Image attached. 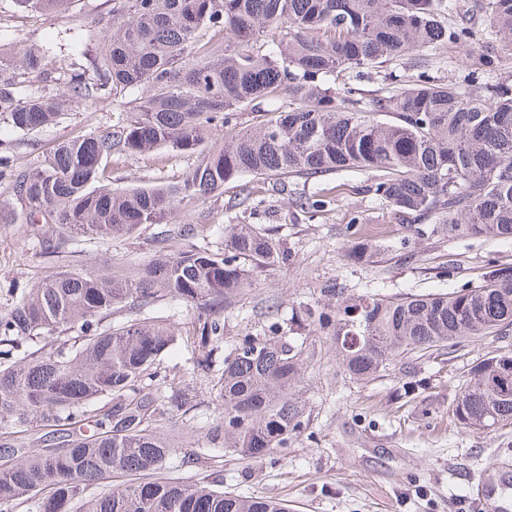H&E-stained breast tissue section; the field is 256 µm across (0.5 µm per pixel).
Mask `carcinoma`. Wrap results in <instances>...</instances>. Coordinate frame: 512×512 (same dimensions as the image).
Wrapping results in <instances>:
<instances>
[{
	"mask_svg": "<svg viewBox=\"0 0 512 512\" xmlns=\"http://www.w3.org/2000/svg\"><path fill=\"white\" fill-rule=\"evenodd\" d=\"M71 0H15L33 17ZM97 51L72 63L49 98L20 97L16 71L46 72L45 55L0 56V114L33 132L77 98L110 102L112 128L66 139L33 170L0 156V188L25 202L26 223L57 224L44 240L54 253L67 235L109 239L143 224H164L184 202L204 201L246 176L324 177L360 171L394 219L413 233L427 220L435 235L512 240V84L474 77L465 88L425 76L430 52L480 36L478 70L512 61V0H481L489 26L442 20L448 0H107ZM410 61L418 79L365 95L348 73ZM254 116L245 125L243 113ZM224 144L175 182L130 189L102 183L114 155L168 148L195 152L216 133ZM284 260L272 234L250 224L224 228V251L199 241L173 249L159 232L144 264L115 275L66 269L23 293L0 316V427L31 418L50 434L43 447H3L0 506L10 512H288L282 500L219 489L221 475L184 481L165 475L180 452L167 433L206 378L217 412L187 462L208 466L213 448L246 459L288 447L305 426L296 394L314 350L273 310L259 335L224 348V312L250 275ZM178 298L197 310L194 333L132 318L112 326V310L139 313ZM331 336L339 361L358 379L396 360L460 340L512 330V266L494 265L478 285L400 299L352 297L319 289L306 309ZM77 329L72 346L59 334ZM44 341L29 352L23 343ZM194 346L190 370L162 376L163 354ZM112 399V413L85 411ZM466 428L512 424V352L470 367L453 409ZM127 477L122 486L112 479Z\"/></svg>",
	"mask_w": 512,
	"mask_h": 512,
	"instance_id": "1",
	"label": "carcinoma"
}]
</instances>
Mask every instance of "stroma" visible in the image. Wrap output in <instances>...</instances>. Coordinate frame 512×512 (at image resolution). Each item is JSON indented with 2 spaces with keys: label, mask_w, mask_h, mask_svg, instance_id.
Returning <instances> with one entry per match:
<instances>
[{
  "label": "stroma",
  "mask_w": 512,
  "mask_h": 512,
  "mask_svg": "<svg viewBox=\"0 0 512 512\" xmlns=\"http://www.w3.org/2000/svg\"><path fill=\"white\" fill-rule=\"evenodd\" d=\"M106 11V0H72L65 12L32 18L18 12L13 0H0V55L10 58L38 48L49 67L60 66L77 49H94L95 24ZM482 52L479 44L448 45L434 56L428 74L442 83L466 84ZM115 117L111 103L76 100L54 125L33 133L8 131L0 120V145L25 171L61 140L105 130ZM198 159L195 153L163 148L116 157L106 167L105 182L123 189L173 181ZM367 184L363 173L341 172L289 180L287 192L279 194L270 182L254 179L248 207L236 208L239 184L233 181L221 194L182 206L169 217L164 228L173 232L205 225L206 241L215 251L224 248L225 225L271 229L288 255L277 270L254 274L250 288L225 312V344L259 333L268 305H277L281 319H294L326 284L354 296L401 298L470 288L486 267L512 264V242L498 238L426 233L409 238ZM299 196L326 205L310 220L294 205ZM160 228L145 225L104 241L76 235L61 252L47 254L42 240L54 236L50 225L35 233L24 224L0 223V314L22 291L58 270L108 265L118 272L146 262ZM365 238L376 248L373 258L348 261L346 250ZM408 247L413 258L399 260ZM301 333L316 351L300 386L307 427L277 453L249 461L225 458L224 491L275 497L291 512H491L478 477L494 463H512V424L464 428L452 415V403L468 368L512 351V334L416 354L378 377L357 380L339 364L328 337L310 326ZM215 419L211 398L199 394L173 437L182 447L193 446Z\"/></svg>",
  "instance_id": "stroma-1"
}]
</instances>
